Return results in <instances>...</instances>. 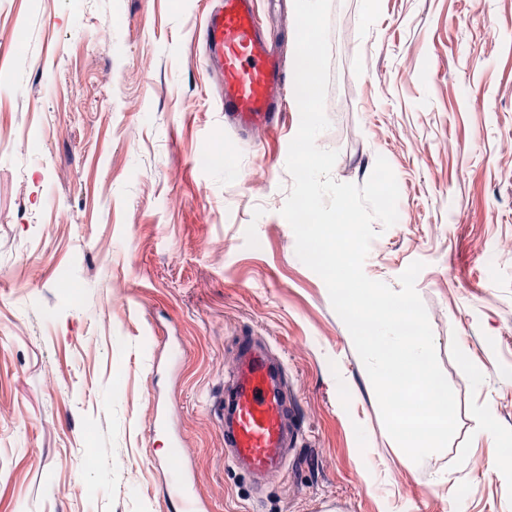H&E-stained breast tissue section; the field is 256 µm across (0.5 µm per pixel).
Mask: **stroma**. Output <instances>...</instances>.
I'll return each instance as SVG.
<instances>
[{
	"mask_svg": "<svg viewBox=\"0 0 512 512\" xmlns=\"http://www.w3.org/2000/svg\"><path fill=\"white\" fill-rule=\"evenodd\" d=\"M209 8L0 0V512H178L159 398L210 512H512L476 436L488 404L512 434V0H332L316 144L339 182L390 164L398 221L374 222L363 269L396 289L423 262L458 406L448 449L412 467L281 214L298 104L275 129L225 126ZM244 333L284 363L301 428L261 488L211 405Z\"/></svg>",
	"mask_w": 512,
	"mask_h": 512,
	"instance_id": "stroma-1",
	"label": "stroma"
}]
</instances>
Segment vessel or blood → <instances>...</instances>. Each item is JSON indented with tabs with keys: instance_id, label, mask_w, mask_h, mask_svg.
I'll return each instance as SVG.
<instances>
[{
	"instance_id": "1",
	"label": "vessel or blood",
	"mask_w": 512,
	"mask_h": 512,
	"mask_svg": "<svg viewBox=\"0 0 512 512\" xmlns=\"http://www.w3.org/2000/svg\"><path fill=\"white\" fill-rule=\"evenodd\" d=\"M255 0H212L204 37L219 72L224 115L235 127H270L288 93V74L273 45L260 34ZM282 367L249 341L240 344L232 387L217 404L230 460L255 479L282 471L288 446ZM168 494L179 512H204L191 477L179 468L169 475Z\"/></svg>"
}]
</instances>
